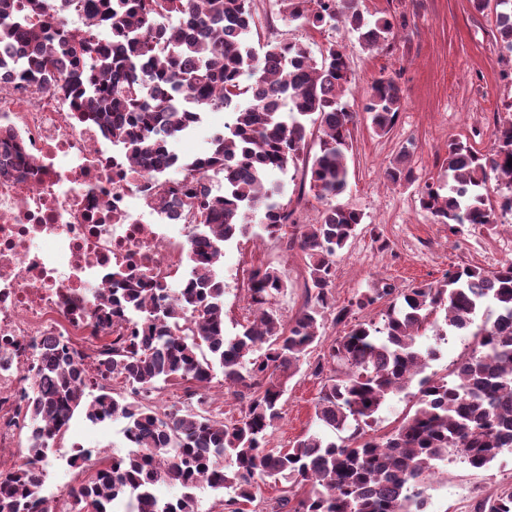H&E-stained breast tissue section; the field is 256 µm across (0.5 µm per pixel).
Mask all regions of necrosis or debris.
<instances>
[{
  "label": "necrosis or debris",
  "mask_w": 512,
  "mask_h": 512,
  "mask_svg": "<svg viewBox=\"0 0 512 512\" xmlns=\"http://www.w3.org/2000/svg\"><path fill=\"white\" fill-rule=\"evenodd\" d=\"M0 344L21 349L0 370V474L20 463L5 421L34 374L33 342L86 337L95 364L103 336H127L138 324L101 319L93 302L110 295L112 272L133 266L149 280L174 283L195 246L190 217L159 178L79 123L62 89L26 85L0 72ZM97 338H90V331Z\"/></svg>",
  "instance_id": "4bbe7bcc"
}]
</instances>
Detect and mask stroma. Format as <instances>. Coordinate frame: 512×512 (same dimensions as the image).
Segmentation results:
<instances>
[{"instance_id":"35a3bbf8","label":"stroma","mask_w":512,"mask_h":512,"mask_svg":"<svg viewBox=\"0 0 512 512\" xmlns=\"http://www.w3.org/2000/svg\"><path fill=\"white\" fill-rule=\"evenodd\" d=\"M262 21V39L277 36L309 45L313 55L328 46L343 48L353 74L344 96L351 111L359 113L372 82L393 78L404 90L405 100L393 128L377 135L360 117L353 131V150L348 156L349 184L340 204L364 215L356 237L335 258L333 295L344 305L354 295L390 283L398 290L436 283L448 271L472 266L485 270L512 260V214L497 212L495 224L460 226L449 232L419 207L425 183L447 182L443 161L450 140L473 139L482 152H494L493 132L512 119V54L501 52L496 42L494 13H477L470 0H360L366 18H390L398 37L392 47L367 53L343 27L325 25L313 30L280 13L276 0H254ZM409 151L414 172L412 183L393 185L383 179L385 167L401 151ZM282 180L296 225L315 221L322 208L309 189L304 163L289 167ZM258 225L248 226L224 249L225 332H238L251 320L243 289L233 278L237 267L252 263L281 271L288 284L276 306L284 320H292L305 299V257L299 248H286L276 238L260 237ZM442 315H434L420 342L433 347L436 357L426 375H446L472 343L468 336L439 339ZM348 325L325 317L322 337L306 356L315 362L329 344L345 335ZM288 382L281 417L269 436L273 448H289L304 434L320 431L314 414L321 388L320 378L308 368ZM123 421L90 423L84 411H76L60 444L46 466L43 486L50 501L72 487L76 472L68 458L72 446L126 454L129 446L121 430ZM512 488V450L503 451L488 467L476 470L457 459L449 462L439 480L427 490L428 512H474L485 497Z\"/></svg>"}]
</instances>
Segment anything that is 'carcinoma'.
<instances>
[{"label": "carcinoma", "instance_id": "cac0c4a2", "mask_svg": "<svg viewBox=\"0 0 512 512\" xmlns=\"http://www.w3.org/2000/svg\"><path fill=\"white\" fill-rule=\"evenodd\" d=\"M292 20L313 28L339 24L359 45L375 51L396 40L387 18L370 21L359 0H279ZM475 11L493 9L500 48L512 53V0H471ZM54 0H0V67L13 62L23 80L48 77L85 98L84 111L102 136L146 165L174 168L191 189L196 257L189 285L173 290L123 270L106 303L112 314L139 315V329L104 346L97 366L55 336L36 348L35 383L23 395L20 428L28 429L18 468L0 475V512H51L42 495V462L63 438L76 410L92 423L127 422L133 450L112 455L69 490L74 512H198L194 490L224 494L228 512H244L257 499L259 481L289 482L271 512H426V491L439 465L454 454L481 469L512 450V261L493 271L463 267L434 285L402 293L389 283L335 306L334 258L356 236L363 214L336 202L348 187L347 154L356 113L342 101L352 81L343 49L320 57L288 40L255 46L258 15L253 0H95L112 29V42L57 36L38 53L16 56L19 38L44 42L34 20L50 14ZM404 103L391 77L375 80L363 111L379 135L390 132ZM231 114L199 155L181 159L170 147L202 121L205 112ZM317 126L312 131L309 126ZM498 150L487 155L468 140L448 142L447 191L430 184L419 204L438 224L495 223L487 183L495 176L512 187V122L496 129ZM310 189L322 209L297 227L292 241L305 256L306 300L289 322L275 301L287 283L272 267L248 272L245 297L259 313L233 336L224 331V287L213 258L226 243L257 223L270 235L291 223L281 201L284 185L271 176L288 171L309 144ZM224 176L220 193L198 189L196 175ZM393 184L414 181L406 157L389 163ZM395 296L384 323H359L334 340L310 366L322 379L315 417L337 437L308 433L290 448H268L269 429L281 417L288 380L320 340L323 312L340 324L377 301ZM496 317L472 330L488 304ZM444 311L449 332L473 336V345L448 374L419 380L418 408L386 435L367 433L391 396L423 373L435 352L418 338ZM241 403L229 422L212 414L206 390L215 368ZM124 379L117 393L108 380ZM181 386L185 401L160 410L155 399ZM182 490L164 500L156 487ZM475 512H512V490L481 500Z\"/></svg>", "mask_w": 512, "mask_h": 512}]
</instances>
